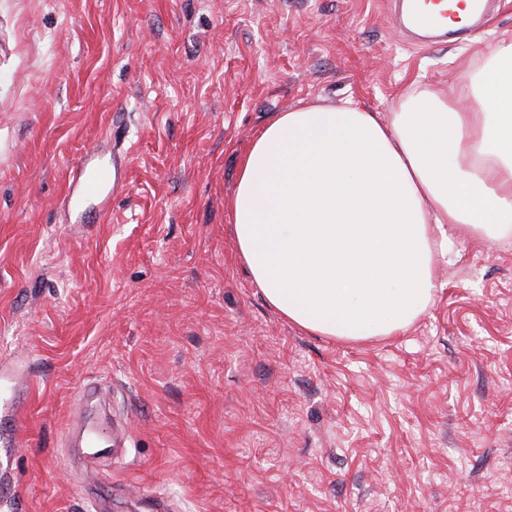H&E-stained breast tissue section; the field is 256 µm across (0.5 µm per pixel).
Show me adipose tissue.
I'll list each match as a JSON object with an SVG mask.
<instances>
[{
	"label": "adipose tissue",
	"mask_w": 512,
	"mask_h": 512,
	"mask_svg": "<svg viewBox=\"0 0 512 512\" xmlns=\"http://www.w3.org/2000/svg\"><path fill=\"white\" fill-rule=\"evenodd\" d=\"M472 105L430 86L388 120L345 103L276 113L230 201L238 258L303 330L350 342L406 330L431 305L459 231L512 236V42L471 81Z\"/></svg>",
	"instance_id": "ef3b65f1"
}]
</instances>
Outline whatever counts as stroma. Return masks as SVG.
Wrapping results in <instances>:
<instances>
[{
    "label": "stroma",
    "mask_w": 512,
    "mask_h": 512,
    "mask_svg": "<svg viewBox=\"0 0 512 512\" xmlns=\"http://www.w3.org/2000/svg\"><path fill=\"white\" fill-rule=\"evenodd\" d=\"M503 39L512 0L422 50L380 0H0V512H512V240L465 238L413 325L348 343L266 302L229 209L274 114L464 94ZM96 144L129 182L80 224ZM91 383L124 449L88 466L67 435Z\"/></svg>",
    "instance_id": "35a3bbf8"
}]
</instances>
